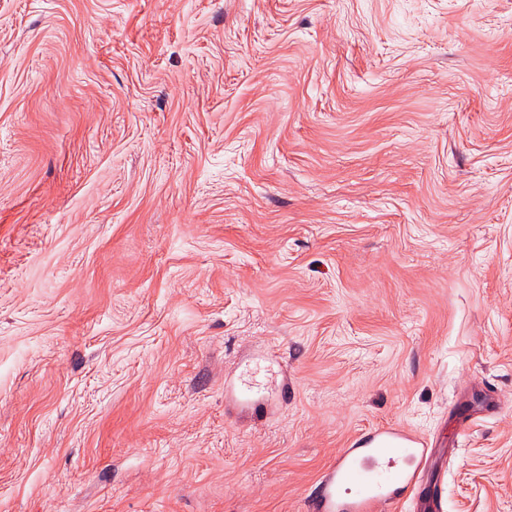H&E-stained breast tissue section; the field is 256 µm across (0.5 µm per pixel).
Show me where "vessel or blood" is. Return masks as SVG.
Returning a JSON list of instances; mask_svg holds the SVG:
<instances>
[{
  "label": "vessel or blood",
  "instance_id": "1",
  "mask_svg": "<svg viewBox=\"0 0 512 512\" xmlns=\"http://www.w3.org/2000/svg\"><path fill=\"white\" fill-rule=\"evenodd\" d=\"M427 438L385 424L354 438L324 471L312 512H374L376 504H412L444 512L445 472Z\"/></svg>",
  "mask_w": 512,
  "mask_h": 512
}]
</instances>
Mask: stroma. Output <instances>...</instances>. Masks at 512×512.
Masks as SVG:
<instances>
[{
    "mask_svg": "<svg viewBox=\"0 0 512 512\" xmlns=\"http://www.w3.org/2000/svg\"><path fill=\"white\" fill-rule=\"evenodd\" d=\"M388 423L512 512V0H0V512H310Z\"/></svg>",
    "mask_w": 512,
    "mask_h": 512,
    "instance_id": "35a3bbf8",
    "label": "stroma"
}]
</instances>
